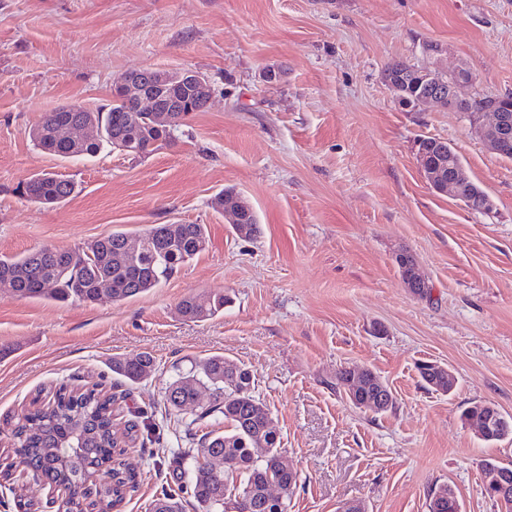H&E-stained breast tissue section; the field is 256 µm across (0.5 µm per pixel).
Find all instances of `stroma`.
<instances>
[{
	"instance_id": "obj_1",
	"label": "stroma",
	"mask_w": 512,
	"mask_h": 512,
	"mask_svg": "<svg viewBox=\"0 0 512 512\" xmlns=\"http://www.w3.org/2000/svg\"><path fill=\"white\" fill-rule=\"evenodd\" d=\"M396 62L467 70V98L512 93V0H0V256L154 224L208 234L158 288L119 303L0 288V512H18L20 488L58 512L62 487L24 473L11 429L62 384L98 387L116 397L118 423H137L126 461L141 482L122 512H150L174 452L192 445L173 436L163 377L215 354L249 368L270 409L299 476L288 512H427L446 484L462 512H500L483 463L512 464V440L482 441L463 412L486 402L512 414V160L464 113L399 106L384 81ZM147 67L194 70L214 88L168 144L69 159L33 145L44 113L104 108ZM427 137L456 147L491 212L427 185L416 158ZM41 171L72 180L73 196L49 206L17 193ZM228 189L252 205L256 238H238L213 208ZM402 252L427 296L405 287ZM192 293L228 302L192 322L178 311ZM142 352L159 378H115L113 357ZM422 361L450 368L451 393L421 380ZM352 367L388 384L392 409L348 401L336 375Z\"/></svg>"
}]
</instances>
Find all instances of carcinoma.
<instances>
[{
  "label": "carcinoma",
  "instance_id": "cac0c4a2",
  "mask_svg": "<svg viewBox=\"0 0 512 512\" xmlns=\"http://www.w3.org/2000/svg\"><path fill=\"white\" fill-rule=\"evenodd\" d=\"M171 96L182 101L173 113L171 128L157 127L146 112H128L121 88H115L105 109L89 111L69 105L48 112L29 131L34 146L61 158L92 157L113 147L118 136L126 154L148 153L145 144L163 145L174 130L195 112L204 110L189 86L170 87ZM73 124L97 126L100 135L73 142ZM29 199L43 204L66 201L75 192L73 181L52 172L31 176L18 187ZM465 206L481 212L485 191L474 181L464 190ZM234 232L253 239L259 224L253 208ZM128 235L115 230L87 244L61 250L41 246L20 256L0 258V280H7L23 299L96 304L121 302L146 293L168 279L181 265L202 253L208 244L202 224H154L142 236L140 249H126ZM222 295L189 294L179 302L181 315L205 321L224 310ZM112 372L132 384L156 377L154 357L143 352L134 357L112 358ZM364 395L382 394L383 383L371 370L362 371ZM210 391L209 403L197 405L198 388ZM114 400L96 389L84 391L61 385L49 392V400L35 397L19 417L13 433V452L34 480L55 482L62 478L78 489L77 498L62 504V512H116L128 493L139 484V474L124 461L125 447L135 441L137 425L124 431L113 423ZM163 404L176 414V426L191 432L203 421L224 422V430H211L197 440V447L177 452L171 478L174 493L154 500L152 512H183L182 495L200 512H288V498L268 495L277 482L297 485L296 472L280 467V439L265 427L266 402L256 394L248 368L222 355H213L188 371L176 370L164 383ZM81 441L79 451L67 461L59 458V444L72 438Z\"/></svg>",
  "mask_w": 512,
  "mask_h": 512
}]
</instances>
